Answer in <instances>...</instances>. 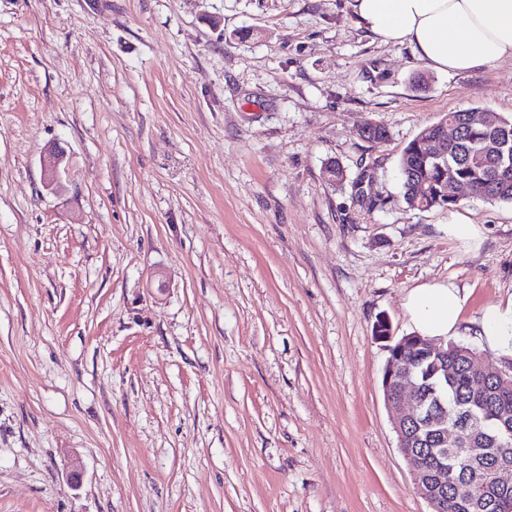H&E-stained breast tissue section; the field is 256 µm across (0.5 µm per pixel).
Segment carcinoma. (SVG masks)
<instances>
[{"label":"carcinoma","mask_w":512,"mask_h":512,"mask_svg":"<svg viewBox=\"0 0 512 512\" xmlns=\"http://www.w3.org/2000/svg\"><path fill=\"white\" fill-rule=\"evenodd\" d=\"M470 113L448 112L424 127L403 148L399 160L402 198L411 209L451 207L457 201L446 196L444 185L455 180L466 190V200L512 203V116L500 117L491 126L468 121ZM464 126L460 138L448 143V154L434 157L426 141L440 135L443 125ZM358 131L373 143L388 140L387 128L376 122L362 124ZM422 183L428 193L414 197L413 187ZM425 337L403 336L386 344L388 355L409 368L423 393L432 390L441 398L438 416L448 425L463 427V441L448 449V491L442 493L441 512H504L512 508V488L492 482L494 471L503 463L512 465V368L503 369L462 342L450 341L448 354L436 360L424 348ZM406 447L428 465L441 459L430 428L418 423L406 426ZM484 453L471 457L469 443ZM483 476L485 496L471 485Z\"/></svg>","instance_id":"1"}]
</instances>
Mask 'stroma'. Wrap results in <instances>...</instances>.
Instances as JSON below:
<instances>
[{
  "label": "stroma",
  "instance_id": "obj_1",
  "mask_svg": "<svg viewBox=\"0 0 512 512\" xmlns=\"http://www.w3.org/2000/svg\"><path fill=\"white\" fill-rule=\"evenodd\" d=\"M472 107L512 115V60L430 70L351 0H0V512H430L373 325L411 334L409 291L450 283L491 354L512 203L412 210L398 182Z\"/></svg>",
  "mask_w": 512,
  "mask_h": 512
}]
</instances>
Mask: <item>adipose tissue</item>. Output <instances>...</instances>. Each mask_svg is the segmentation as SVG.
<instances>
[{
    "instance_id": "adipose-tissue-1",
    "label": "adipose tissue",
    "mask_w": 512,
    "mask_h": 512,
    "mask_svg": "<svg viewBox=\"0 0 512 512\" xmlns=\"http://www.w3.org/2000/svg\"><path fill=\"white\" fill-rule=\"evenodd\" d=\"M360 26L387 45L409 44L417 59L438 72L465 73L512 59V0H353ZM466 299L458 288L413 289L405 302L418 335H455ZM486 345L512 357V298L480 319Z\"/></svg>"
}]
</instances>
